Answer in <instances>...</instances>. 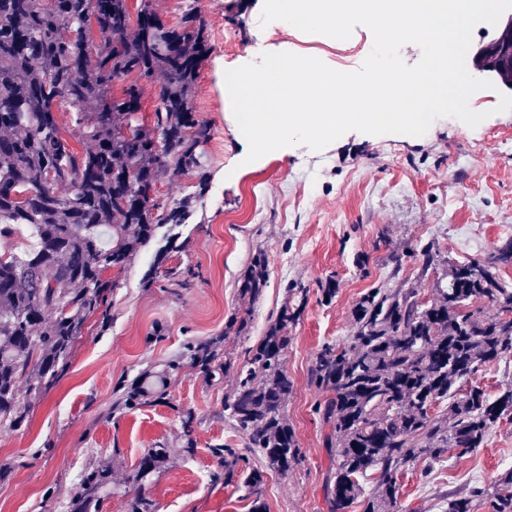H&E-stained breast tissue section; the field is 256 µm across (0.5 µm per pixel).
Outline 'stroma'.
Masks as SVG:
<instances>
[{"label": "stroma", "mask_w": 512, "mask_h": 512, "mask_svg": "<svg viewBox=\"0 0 512 512\" xmlns=\"http://www.w3.org/2000/svg\"><path fill=\"white\" fill-rule=\"evenodd\" d=\"M263 0H198L211 53L195 83L193 106L210 127L203 175L168 176L156 185L164 203L198 194L176 247L151 287L140 277L154 251L138 253L109 302L107 328L88 323L67 369L35 400L26 427L0 426V512H65L76 477L99 461L112 464V492L103 512H129L134 498L155 512H250L245 476L213 481L214 445L244 449L245 439L224 416V398L251 349L259 345L289 289L307 291L289 326L284 365L292 382L285 415L302 451L287 473L262 471L266 512H328L325 484L336 466L328 426L315 413L326 394L310 381L325 344L348 343L356 303L376 288H415L431 300L450 264L486 260L512 240V112H497L504 85L476 92L473 110L487 117L471 128L441 118L421 137L345 133L322 150L273 151L245 163L248 145L225 95V72L252 62L261 50L300 53L321 43L300 33L292 44L281 25H261ZM431 249L435 265L423 268ZM270 278L251 313L238 299L241 278L256 254ZM332 296H325V287ZM224 335L230 363L220 384L183 366L164 399L135 408L113 406L116 386L160 369L190 339ZM192 412L197 450L171 456L148 480L134 476L146 449L181 445V416ZM512 468V421L501 420L482 446L465 456L446 451L430 464L400 469L399 497L407 512H444L446 495L490 483Z\"/></svg>", "instance_id": "obj_1"}]
</instances>
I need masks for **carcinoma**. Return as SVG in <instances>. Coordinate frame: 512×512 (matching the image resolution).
<instances>
[{"instance_id":"cac0c4a2","label":"carcinoma","mask_w":512,"mask_h":512,"mask_svg":"<svg viewBox=\"0 0 512 512\" xmlns=\"http://www.w3.org/2000/svg\"><path fill=\"white\" fill-rule=\"evenodd\" d=\"M127 0H0V234L25 225L37 246L0 253V425L27 426L31 401L59 380L89 320H112L114 278L128 272L136 254L160 234L141 282L153 283L174 248V230L187 223L192 200L161 205L158 181L203 168L209 128L193 108L195 82L211 47L199 9H186L171 26L144 2L136 30L128 34ZM156 72L167 77L154 123L129 127L142 97L138 83L112 94L115 79ZM74 114L70 136L57 114ZM81 145L76 150L74 144ZM512 263V241L491 261L454 264L436 297L418 298L414 288H378L356 303L355 331L347 345L323 346L312 382L329 397L316 407L329 426L336 470L327 484L329 512H403L397 473L407 463L431 462L448 448L464 455L480 447L502 419L512 420V391L492 399L470 383L479 367L512 355V289L497 278L496 263ZM269 278L264 254L256 255L238 288L250 311ZM304 291L289 289L264 340L249 353L224 398V411L247 448L266 466L287 472L301 450L284 414L292 383L283 364L291 337L288 324L305 304ZM499 307L486 316L473 303ZM182 358L211 378H224V336L189 340ZM147 372L122 387L119 404L134 407L167 395V375ZM25 388L29 400L20 397ZM448 402V416L432 414ZM183 445L194 455L195 418L182 415ZM212 454L233 478L246 458L216 445ZM167 448H148L136 480L159 470ZM377 472L373 493L360 479ZM262 475L246 478L255 498L252 512H265ZM111 483L105 465L81 473L66 512H100ZM445 512H512V469L491 484L448 499Z\"/></svg>"}]
</instances>
